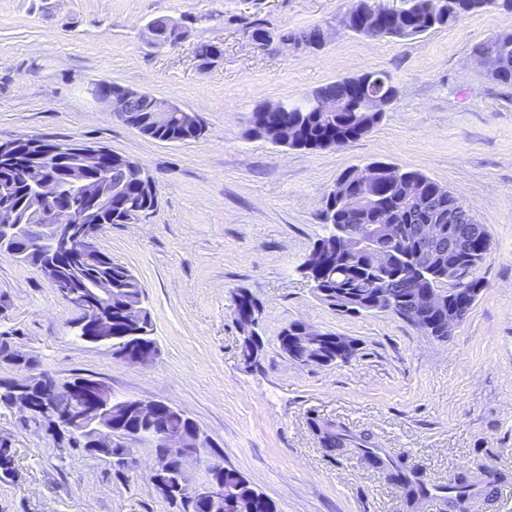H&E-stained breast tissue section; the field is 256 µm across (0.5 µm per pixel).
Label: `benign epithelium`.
Here are the masks:
<instances>
[{"label": "benign epithelium", "mask_w": 512, "mask_h": 512, "mask_svg": "<svg viewBox=\"0 0 512 512\" xmlns=\"http://www.w3.org/2000/svg\"><path fill=\"white\" fill-rule=\"evenodd\" d=\"M422 15L408 13L396 15L392 13L368 12L358 4L353 5L340 19V25L348 30H356L369 36L386 35L394 30L405 32L414 31L420 25ZM373 75L367 74L361 79H349L343 86L345 96L343 101L336 99L321 100L313 103L318 112H338L343 103L351 104L368 112H382L387 106V98L375 97L369 94L367 84ZM95 98L113 112H121L126 103L132 98H141L151 102L156 124L166 122L171 112H182V121L190 126L198 123L197 116L192 112L181 111V108L168 100L157 98L144 92L124 90L119 95L104 93L93 88ZM292 106L288 103L267 105L264 112L259 114L260 122L267 127L287 129L291 126L289 112ZM60 149L48 145L38 137L23 136L10 139H0V162L3 164L18 163L23 166L26 178L32 186L39 189L41 195L52 198L54 189L45 181L46 171L60 160ZM69 152L76 159L79 169L96 168L98 170H112V151L103 146H91L74 143ZM126 175L119 183L112 186L108 192L105 186L95 179L73 178L70 196L82 200L83 207L75 209L67 201L45 209L40 216L42 241L49 244V252L39 261V267L56 289L60 298L72 310L74 315L71 327L76 334L90 344L109 346L112 338V316L109 305L112 303V289L99 286L93 289V298L86 299L66 286L60 284L64 280L63 260L75 252L81 253V259L89 263L98 257L97 228L101 224L102 213L112 206V200L125 199L130 194L145 195L155 192L153 180H144L143 166L132 159L125 165ZM388 177L394 171L385 167L367 164L353 170L350 185L335 188L339 203L358 209L361 207L375 208L378 195L371 192L374 178L379 175ZM391 229L384 223L370 224L366 227L364 236L357 238L350 234L343 224L333 226L327 239L333 246L318 245L312 250L304 266V272L318 273V271L331 263L336 257L337 249L334 243L339 242L344 250L352 255L367 252L372 256L369 269V281L372 288L369 293L374 298H384L388 293L382 286L399 277L400 269L396 251L381 245V241L390 238ZM421 248L414 256L407 257L411 270L410 282L417 284L429 275L445 281L455 282L458 276V265L452 262L442 264L445 257L462 253L468 254L476 251L485 254V238L479 232H473L460 237L455 233L444 234L441 224H423L418 228L415 236ZM459 296L456 308H448L447 294L440 290L407 289L406 299L411 301L413 314L412 323L421 331L430 333V322L425 320L429 312L438 311L447 319V324L438 329V332L452 330L458 325L460 315L470 303L472 289L458 287L454 289ZM281 346L288 355L305 361L322 360L346 362L355 355L356 345L346 336H326L324 331L303 325L294 336L280 337ZM159 355L154 346L143 342H134L121 353V360L135 366H144L152 363ZM34 377L30 376L11 382L13 391L12 405L21 409L38 410L52 418L62 419L75 432H87L91 435V449L98 455L112 457V448L117 444L125 443L126 439L120 436L116 421L124 415L127 404L116 398L112 388L105 382L93 379L70 387L71 395L66 399L53 403L51 394L58 387V383L51 377L45 376L42 380L43 395L33 396L30 392ZM135 407L146 420L156 440L167 448H174L182 455L183 460L199 458L203 440L196 437L190 441L185 434L168 425V416L173 408L169 403L146 401L137 399ZM206 469L212 471L203 483L192 481L187 467L181 466L179 476V490L190 494L200 500L208 512H262L264 500L261 498L243 499L233 493L221 472H227L226 467L219 463L210 462ZM168 467L166 463L158 461L149 470V478L157 488H168Z\"/></svg>", "instance_id": "1"}]
</instances>
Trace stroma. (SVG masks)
I'll use <instances>...</instances> for the list:
<instances>
[{"label":"stroma","mask_w":512,"mask_h":512,"mask_svg":"<svg viewBox=\"0 0 512 512\" xmlns=\"http://www.w3.org/2000/svg\"><path fill=\"white\" fill-rule=\"evenodd\" d=\"M353 0H0V138L103 146L141 162L158 205L139 224L106 226L101 247L146 288L158 360L132 366L82 342L71 310L34 265L0 257V333L59 382L95 376L121 397L161 400L191 417L211 454L243 474L276 512H450L418 507L363 460L328 453L310 419L369 436L430 485L477 480L471 512H512V85L493 82L473 45L512 31L488 9L413 39L341 30L320 52L281 33L335 22ZM201 17L182 44L157 48L146 26ZM272 36L256 48L253 24ZM222 55L199 68L195 48ZM366 72L399 90L382 120L340 148L288 149L249 134L253 112L295 103ZM106 79L197 113L203 132L178 143L144 136L89 92ZM384 161L447 187L490 234L483 283L467 317L438 340L397 316H345L320 301L303 266L326 197L346 169ZM263 306L259 365L247 366L234 298ZM295 321L358 344L346 363L302 365L280 349ZM16 476L0 512H173L151 483V445L118 477L68 447L42 418L0 406Z\"/></svg>","instance_id":"obj_1"}]
</instances>
